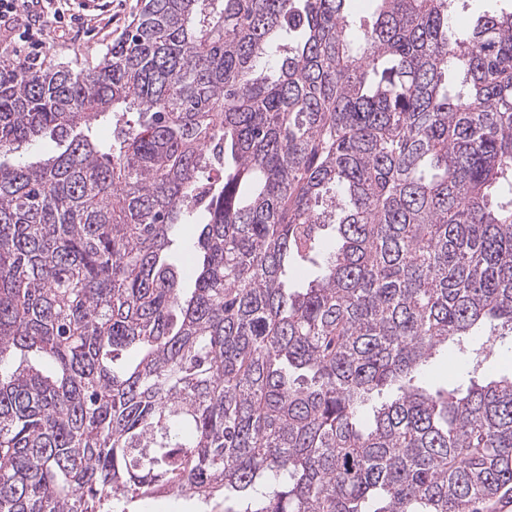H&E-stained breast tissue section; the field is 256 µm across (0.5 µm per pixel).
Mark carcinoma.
Masks as SVG:
<instances>
[{
    "label": "carcinoma",
    "mask_w": 512,
    "mask_h": 512,
    "mask_svg": "<svg viewBox=\"0 0 512 512\" xmlns=\"http://www.w3.org/2000/svg\"><path fill=\"white\" fill-rule=\"evenodd\" d=\"M349 2L147 0L95 64L0 58V512L512 493V375L421 382L512 335V0ZM198 227L197 224H185L182 226L181 237L176 239L171 247L170 254L172 262L178 265V260H180L186 275L189 274L192 263L190 253H185L183 249L196 241Z\"/></svg>",
    "instance_id": "obj_1"
}]
</instances>
